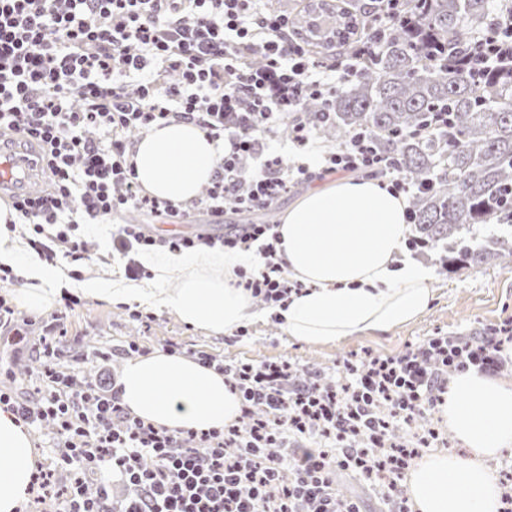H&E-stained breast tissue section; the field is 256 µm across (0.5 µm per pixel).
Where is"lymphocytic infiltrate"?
Wrapping results in <instances>:
<instances>
[{
    "instance_id": "obj_1",
    "label": "lymphocytic infiltrate",
    "mask_w": 512,
    "mask_h": 512,
    "mask_svg": "<svg viewBox=\"0 0 512 512\" xmlns=\"http://www.w3.org/2000/svg\"><path fill=\"white\" fill-rule=\"evenodd\" d=\"M366 58L357 49L342 65L317 59L273 0H0V138L35 145L46 176L44 189L8 205L46 262L88 261L85 224L111 225L132 280L147 274L144 251L251 249L257 264L238 269L240 285L264 305L286 304L303 285L284 272L274 225L228 224L219 235L180 226L200 210L271 209L295 185L338 173L366 172L411 195L364 134L322 142L316 124L329 110L315 122L306 112L358 77ZM462 58L476 70L511 68L512 12H498ZM173 121L196 125L219 152L209 185L184 204L146 194L132 161L134 134ZM281 140L292 158L273 149ZM131 211L177 230L124 221ZM75 304L65 298L41 322L35 403L0 381L1 406L27 425L51 422L62 442L55 468L34 473L30 487L58 512H365L361 498L339 493L340 472L363 477L390 512H409L395 490L419 451L386 448L388 428L434 409L449 374L499 370L512 343L511 319L433 336L395 357L345 362L338 390L285 361L240 364L224 374L256 424L173 432L131 416L118 389L60 372Z\"/></svg>"
}]
</instances>
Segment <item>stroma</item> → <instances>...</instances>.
Returning a JSON list of instances; mask_svg holds the SVG:
<instances>
[{"label": "stroma", "instance_id": "1", "mask_svg": "<svg viewBox=\"0 0 512 512\" xmlns=\"http://www.w3.org/2000/svg\"><path fill=\"white\" fill-rule=\"evenodd\" d=\"M435 299L417 321L384 335L361 334L330 346L298 343L288 338L280 324H252L244 336H210L181 324L168 310L157 312L149 327H142L128 309L86 298L69 312V337L82 339L87 360L81 369L101 380L121 373L126 362L121 350L135 342L149 350L177 342L206 352L220 363H266L287 361L303 369L324 372L335 379L336 366L353 356L372 352L395 356L426 337L456 332H479L512 319V269L490 263L478 270L448 273L437 271Z\"/></svg>", "mask_w": 512, "mask_h": 512}]
</instances>
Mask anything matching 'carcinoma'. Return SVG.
<instances>
[{
	"label": "carcinoma",
	"mask_w": 512,
	"mask_h": 512,
	"mask_svg": "<svg viewBox=\"0 0 512 512\" xmlns=\"http://www.w3.org/2000/svg\"><path fill=\"white\" fill-rule=\"evenodd\" d=\"M383 26L365 18L364 0H288L294 32L318 54L355 36L369 49L356 79L336 88L331 122L319 136L339 143L365 134L377 154L419 188L411 197L414 233L448 243V271L494 263L512 267V233L466 244L463 230L486 224L512 228V71L448 69V46L468 44L485 26L491 0H396ZM442 137L416 134L440 114Z\"/></svg>",
	"instance_id": "1"
}]
</instances>
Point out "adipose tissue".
Wrapping results in <instances>:
<instances>
[{
    "label": "adipose tissue",
    "mask_w": 512,
    "mask_h": 512,
    "mask_svg": "<svg viewBox=\"0 0 512 512\" xmlns=\"http://www.w3.org/2000/svg\"><path fill=\"white\" fill-rule=\"evenodd\" d=\"M216 160L214 145L185 122L153 128L133 157L145 192L175 203L199 196ZM9 216L1 206L0 264L15 269L16 301L35 315L76 287L107 304L172 311L212 336L275 318L292 340L326 345L360 333H390L419 319L434 298V270L402 255L408 232L403 197L374 179L338 177L309 189L282 213L278 253L285 272L305 288L287 307L260 312L236 275L255 265V253L146 251L139 260L151 278L129 280L107 267L76 284L66 263L49 265L29 252L20 232L6 228ZM120 384V402L132 416L172 430L221 428L241 411L238 392L216 366L161 350L128 360ZM439 410L465 452H430L412 462L405 475L410 512H498L492 463L512 453V377L476 368L455 374ZM38 457L28 426L0 411V512H19Z\"/></svg>",
    "instance_id": "obj_1"
}]
</instances>
